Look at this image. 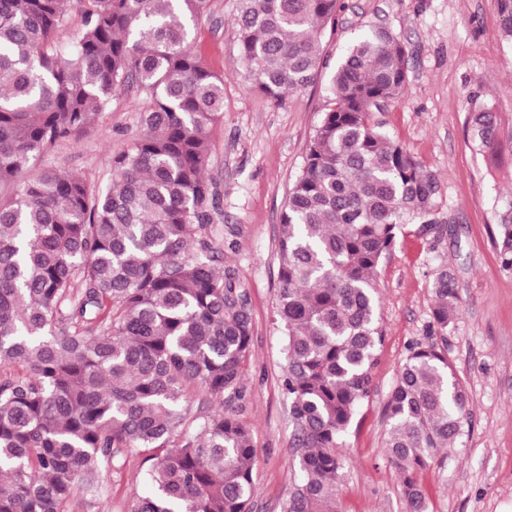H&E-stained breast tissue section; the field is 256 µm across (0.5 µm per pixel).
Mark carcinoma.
<instances>
[{
    "label": "carcinoma",
    "instance_id": "cac0c4a2",
    "mask_svg": "<svg viewBox=\"0 0 512 512\" xmlns=\"http://www.w3.org/2000/svg\"><path fill=\"white\" fill-rule=\"evenodd\" d=\"M208 0H0V512H64L104 500L100 474L151 462L131 512H251L250 431L195 396L243 398L253 324L240 271L222 264L208 180L224 78L191 47ZM84 28L67 49L69 8ZM338 0H239L238 61L249 88L281 102L321 74ZM408 80L406 46L378 27L354 39L289 191L278 238L282 386L298 480L282 512H338L347 430L370 396L384 338L375 280L404 226L432 219L438 179L373 119ZM135 86L150 99L110 184L37 162ZM472 145L496 149L490 109ZM494 245L512 271V206ZM433 327L400 364L384 454L408 512H426L418 471L457 447L469 395L448 358L460 311L454 276H433Z\"/></svg>",
    "mask_w": 512,
    "mask_h": 512
}]
</instances>
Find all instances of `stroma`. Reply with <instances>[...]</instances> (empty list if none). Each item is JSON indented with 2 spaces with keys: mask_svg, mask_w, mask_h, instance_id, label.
Masks as SVG:
<instances>
[{
  "mask_svg": "<svg viewBox=\"0 0 512 512\" xmlns=\"http://www.w3.org/2000/svg\"><path fill=\"white\" fill-rule=\"evenodd\" d=\"M335 30L321 38L326 67L316 84L275 103L249 89L238 64V0H209L192 30V49L224 79V118L211 131L206 173L221 193L216 217L249 292L253 344L245 397L228 411L252 435L258 466L253 512H280L298 471L294 429L282 394V332L276 316L277 241L288 191L328 104V83L344 49L374 26L405 43L408 81L375 119L439 180L435 219L441 239L411 224L381 263L376 286L384 341L372 390L345 441L339 512H405L401 480L387 462L384 404L412 344L427 342L439 265L454 274L460 313L448 329V357L470 396V427L461 445L416 475L427 512H512V272L503 270L492 235L512 203V36L499 0H341ZM149 103L134 89L116 90L102 117L79 139L48 151L43 164L97 185L111 156L127 148ZM492 107L501 124L496 151L471 143L467 118ZM148 464L130 456L102 476L101 507L79 512H130L148 491Z\"/></svg>",
  "mask_w": 512,
  "mask_h": 512,
  "instance_id": "stroma-1",
  "label": "stroma"
}]
</instances>
